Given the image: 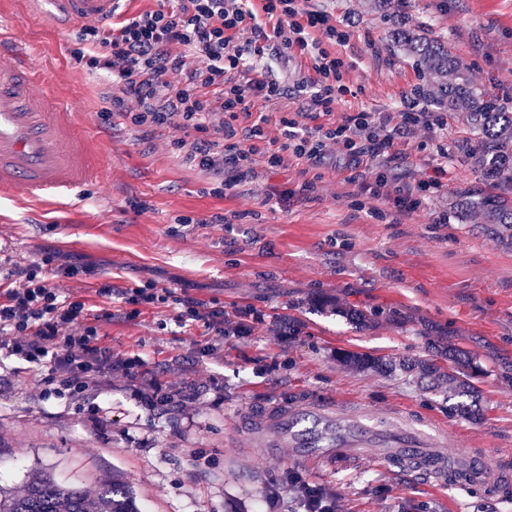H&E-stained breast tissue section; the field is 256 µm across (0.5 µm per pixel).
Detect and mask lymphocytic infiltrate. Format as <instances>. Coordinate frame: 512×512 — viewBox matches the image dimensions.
Listing matches in <instances>:
<instances>
[{"instance_id": "lymphocytic-infiltrate-1", "label": "lymphocytic infiltrate", "mask_w": 512, "mask_h": 512, "mask_svg": "<svg viewBox=\"0 0 512 512\" xmlns=\"http://www.w3.org/2000/svg\"><path fill=\"white\" fill-rule=\"evenodd\" d=\"M250 2L177 0L124 19L109 33L82 27L88 48L77 59L110 77L102 120L120 115L136 126L179 130L173 148L202 169L222 172L228 190L253 176L257 163L275 168L288 156L312 168L371 171L372 180L361 181L358 189L389 206L394 217L425 208L448 173L447 113L434 111L418 94L398 112H341L349 93L345 62L326 46L346 45V25L315 9L312 0H263L258 13ZM245 30L248 39L233 40V33ZM294 50L308 56L311 69L293 83L275 79L260 65L263 58ZM284 100L293 107L280 119L282 137L267 141L266 118L253 110ZM422 131L435 138L438 167L435 175L409 181L399 171L409 160L404 146ZM5 279L0 357L16 358L35 371L41 396H95L119 377L137 383L136 395L150 410L176 398L186 404L198 399L193 388L176 391L157 379L138 383L146 358L116 355L100 345L89 308L62 297L41 264L11 270ZM122 297L134 305L177 306L182 327L200 322L224 337L247 336L253 329L251 310L205 313L168 288H128Z\"/></svg>"}]
</instances>
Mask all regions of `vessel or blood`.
<instances>
[{"label": "vessel or blood", "mask_w": 512, "mask_h": 512, "mask_svg": "<svg viewBox=\"0 0 512 512\" xmlns=\"http://www.w3.org/2000/svg\"><path fill=\"white\" fill-rule=\"evenodd\" d=\"M59 26L111 28L120 0H34ZM108 163L82 130L80 114L56 97L14 29L0 28V195L22 200L62 197L83 187ZM245 448L295 450L313 468L331 465L334 451L348 449L380 470H401L478 492L512 482V470L490 473L475 457L447 453L448 427L415 415L350 409L325 393L307 392L272 404L245 403L236 420Z\"/></svg>", "instance_id": "b4317fda"}]
</instances>
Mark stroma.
<instances>
[{
	"instance_id": "stroma-1",
	"label": "stroma",
	"mask_w": 512,
	"mask_h": 512,
	"mask_svg": "<svg viewBox=\"0 0 512 512\" xmlns=\"http://www.w3.org/2000/svg\"><path fill=\"white\" fill-rule=\"evenodd\" d=\"M317 9L348 25L342 53L352 93L343 111L396 112L415 87H432L399 51L391 17L375 0H318ZM407 28L439 38L459 54L478 85L512 98V0H403ZM21 28L36 66L65 96L82 103V122L110 158L101 183L58 201L0 197V244L9 265L42 258L93 269L57 278L61 295L99 317V341L146 355L152 376L172 385H203L195 410L169 405L148 412L132 390L90 400L39 398L33 372L0 361V474L20 495L47 472L82 482L131 486L142 512H266L278 491L280 512H296L289 472L326 488L342 512H512V486L494 493L440 489L420 478L340 459L315 472L293 451L274 459L237 444L240 403L273 401L300 389L376 408L411 410L450 423L460 453L494 470L512 460V232L499 224H462L449 213L457 193L489 191L460 160L466 128L448 117L450 175L429 206L402 220L372 215L333 169L316 189L295 160L213 194V172L173 151L170 133L100 114L109 79L74 58L79 29H58L31 0H0V26ZM116 288L167 287L203 310L254 309L265 318L252 334L224 338L204 325L178 327L163 305L134 308L99 296V278ZM365 321L353 320L351 311ZM283 319L294 336H273ZM467 351L478 365L472 415L448 408V382L423 374Z\"/></svg>"
}]
</instances>
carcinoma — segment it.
<instances>
[{
	"label": "carcinoma",
	"instance_id": "carcinoma-1",
	"mask_svg": "<svg viewBox=\"0 0 512 512\" xmlns=\"http://www.w3.org/2000/svg\"><path fill=\"white\" fill-rule=\"evenodd\" d=\"M398 46L406 55L417 57L420 66L448 75V84L432 94L433 103L450 112L463 114L468 136L461 142L466 161L495 181L499 193H459L453 204L463 224H501L512 229V111L490 90L477 85L467 75L464 60L453 54L439 39H427L398 29ZM453 384L449 409L467 413L465 398L474 385L470 379L447 374ZM0 512H139L133 493L114 484H103L95 496L78 485L59 483L42 475L29 484L26 493L10 497L0 491Z\"/></svg>",
	"mask_w": 512,
	"mask_h": 512
}]
</instances>
